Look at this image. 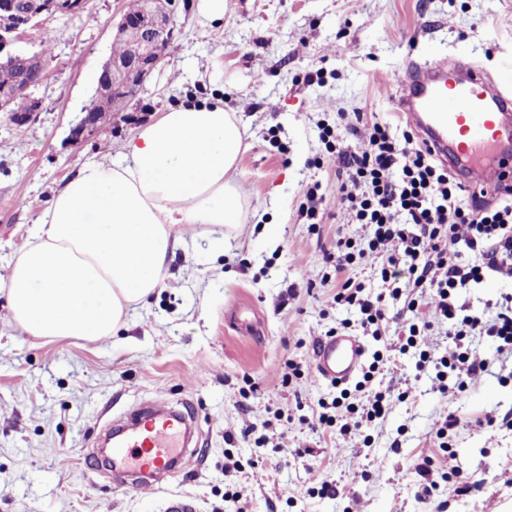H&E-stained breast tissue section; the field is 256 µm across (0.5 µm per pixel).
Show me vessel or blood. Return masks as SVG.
Segmentation results:
<instances>
[{
  "instance_id": "b4317fda",
  "label": "vessel or blood",
  "mask_w": 512,
  "mask_h": 512,
  "mask_svg": "<svg viewBox=\"0 0 512 512\" xmlns=\"http://www.w3.org/2000/svg\"><path fill=\"white\" fill-rule=\"evenodd\" d=\"M387 91L434 157L475 172L472 193H488L512 180V80H494L480 67L444 59L408 58ZM367 348L359 337L316 338L314 377L343 385L362 369ZM191 416L165 405L139 407L131 422L115 426L112 470L130 487L152 493L185 472L193 458Z\"/></svg>"
}]
</instances>
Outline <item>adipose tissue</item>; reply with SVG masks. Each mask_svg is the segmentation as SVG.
<instances>
[{"label": "adipose tissue", "instance_id": "ef3b65f1", "mask_svg": "<svg viewBox=\"0 0 512 512\" xmlns=\"http://www.w3.org/2000/svg\"><path fill=\"white\" fill-rule=\"evenodd\" d=\"M246 131L221 99L167 108L117 159L85 163L29 230L6 283L16 329L102 341L160 288L175 224L239 223L233 173Z\"/></svg>", "mask_w": 512, "mask_h": 512}]
</instances>
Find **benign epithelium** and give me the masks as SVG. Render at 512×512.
<instances>
[{
    "label": "benign epithelium",
    "instance_id": "1",
    "mask_svg": "<svg viewBox=\"0 0 512 512\" xmlns=\"http://www.w3.org/2000/svg\"><path fill=\"white\" fill-rule=\"evenodd\" d=\"M177 0H145L142 11L123 14L113 40L130 27L141 38L123 56H109L98 77L96 93L84 108V116L71 130L79 144L99 131V113L111 112L140 93L166 56L174 38L173 16ZM88 0H0V112H7L18 125L26 124L38 111L40 102L30 89L44 80V60L14 48L18 36L42 17L76 14Z\"/></svg>",
    "mask_w": 512,
    "mask_h": 512
}]
</instances>
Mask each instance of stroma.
Segmentation results:
<instances>
[{
	"instance_id": "obj_1",
	"label": "stroma",
	"mask_w": 512,
	"mask_h": 512,
	"mask_svg": "<svg viewBox=\"0 0 512 512\" xmlns=\"http://www.w3.org/2000/svg\"><path fill=\"white\" fill-rule=\"evenodd\" d=\"M127 4L89 0L17 42L43 55L47 76L32 90L41 109L30 123L0 112V512H161L174 494L190 497L194 512H228V490L250 512H512V430L500 425L512 419V357L443 396L418 374L416 356H403L410 398L344 437L312 428L318 399L340 387L286 376L288 361L311 362L314 340L341 323L362 335L355 312L329 303L320 284L324 250L337 234L363 231L336 215V161L318 121L338 106L399 123L381 89L411 56L470 62L494 77L511 70L512 0H224L215 20L206 0H180L175 38L143 91L73 145ZM316 71L321 84L307 85ZM209 96L247 129L234 175L241 222L175 225L187 249L107 340L17 330L1 284L57 190L167 107ZM316 181L330 198L312 229L299 207ZM154 398L191 400L201 438L193 473L144 498L113 482L94 443L104 422ZM449 415L467 420L449 441L457 470L426 502L414 469L441 461L434 429ZM266 421L271 443L243 439L246 424ZM250 459L248 473L233 470ZM325 480L338 498L320 495Z\"/></svg>"
}]
</instances>
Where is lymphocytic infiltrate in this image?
<instances>
[{
    "mask_svg": "<svg viewBox=\"0 0 512 512\" xmlns=\"http://www.w3.org/2000/svg\"><path fill=\"white\" fill-rule=\"evenodd\" d=\"M320 137L336 139V206L348 223L367 229V244L337 238L323 260L335 272L334 304L355 309L359 325L382 336L390 320H398L395 342L376 351L355 387L360 399H332L318 415V426L348 435L384 419L393 401L409 393L399 378L385 389L372 386L383 370H395L400 356L418 351L421 366H432V389L448 394L489 372V359L470 348L473 337L499 339V353L512 354V292L485 304L484 311H464L456 293L483 283L492 275L512 279V198L487 206L478 196L435 163L401 125L367 120L364 113L337 110L335 124H321ZM366 264L380 276L379 293H365L353 276ZM402 302L388 316V301ZM447 325L450 344L441 356L423 350L425 336Z\"/></svg>",
    "mask_w": 512,
    "mask_h": 512,
    "instance_id": "obj_1",
    "label": "lymphocytic infiltrate"
}]
</instances>
